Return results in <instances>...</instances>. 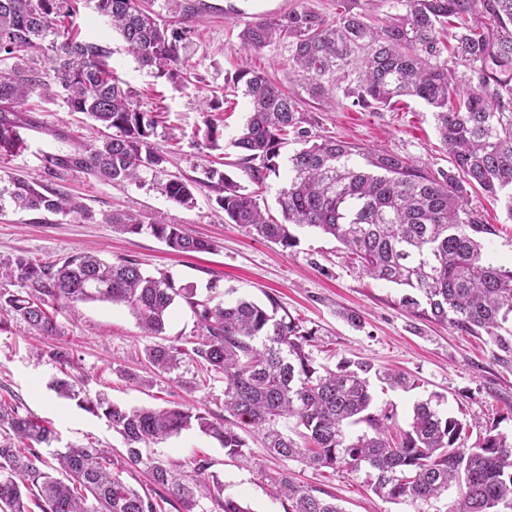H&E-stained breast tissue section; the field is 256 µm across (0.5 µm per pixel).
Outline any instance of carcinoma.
<instances>
[{
    "label": "carcinoma",
    "mask_w": 512,
    "mask_h": 512,
    "mask_svg": "<svg viewBox=\"0 0 512 512\" xmlns=\"http://www.w3.org/2000/svg\"><path fill=\"white\" fill-rule=\"evenodd\" d=\"M80 0H0V156L24 148L17 112L32 96L60 98L69 111L90 119V135L72 138L75 150L50 154L47 163L97 180L141 181L149 170L161 192L182 206L192 204L193 182L166 175L167 154L152 142L159 115L145 110L112 69L111 49L86 41L75 25L58 28L78 12ZM95 10L123 38L127 50L154 76L176 83L186 31L163 22L144 0H93ZM336 0V17L300 5L279 17H261L239 34L247 55L281 46L288 63L314 100L336 104L338 96L362 109L414 97L433 109L441 143L453 169L428 173L391 151H365L332 136L312 133L298 102L264 74L238 69L233 85L244 86L250 115L233 146L257 189L246 191L225 172L210 167L216 203L230 223L289 249V226L309 227L339 241L373 280L404 289L406 309L470 336H485L497 362L512 363V267L486 262L481 235L491 225L463 201L466 187L505 194L512 218V0H394L396 12L370 21ZM455 44L448 45V29ZM49 68L32 66L48 36ZM465 68L457 75L448 60ZM299 149L289 159L288 182L277 198L279 215L260 205L258 189L278 173L283 144ZM359 156L357 163L352 157ZM46 211L84 221L91 210L62 193H44L28 181L0 176V212ZM127 233L147 231L177 253H208L213 243L180 224H146L132 214L106 215ZM0 328L15 322L41 336L58 334L51 309L71 310L101 301L128 308L147 337L163 333L177 300L196 317L190 347L154 343L145 358L171 373L186 356L210 377L224 379V411L216 418L175 403L163 408L115 405L89 397L75 373L74 354L53 350L59 375L49 384L63 399L101 417L124 440L126 456L93 444L56 448L55 432L17 403L0 397V512H199L207 500L217 512H251L224 495V483L205 459L185 467L145 458L141 448L197 430L227 455L242 457L245 434H256L281 462L264 473L284 512H344L334 496L322 498L294 482L288 462L315 469L366 472L372 491L394 503L418 505L459 489L453 512H512V436L491 423L477 441L461 443L464 425L432 399L413 405L407 426L390 411L370 412L372 380L409 391L417 382L399 371H378L366 361L340 360L335 368L315 364L309 347L317 330L291 316L240 298H197L190 284H176L162 271L150 274L133 260L108 262L77 253L56 264L24 257L0 261ZM296 420L297 436L280 422ZM367 431L353 435L352 425ZM151 488L140 492L123 474L139 466Z\"/></svg>",
    "instance_id": "obj_1"
}]
</instances>
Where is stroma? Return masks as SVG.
<instances>
[{
    "label": "stroma",
    "mask_w": 512,
    "mask_h": 512,
    "mask_svg": "<svg viewBox=\"0 0 512 512\" xmlns=\"http://www.w3.org/2000/svg\"><path fill=\"white\" fill-rule=\"evenodd\" d=\"M152 10L167 23L187 30L183 54L188 83L176 86L155 78L130 56L121 37L93 5L81 6L74 22L83 39L109 45L117 76L136 90L144 108L162 105L166 124L183 133L181 140L157 134L154 142L168 154L170 175L197 180L192 204L170 201L157 189L151 171L141 181L104 183L74 171H50L46 155L72 152L73 137L83 135L79 117L62 100H34L22 113L27 148L0 157V175L17 174L48 189H62L95 213L84 222L50 213L6 210L0 213V258L23 256L49 263L78 252H94L111 262L137 261L148 273H169L177 283L191 284L199 297L209 286L234 290L236 296L280 309L306 326L319 330L311 352L316 363L335 366L343 358L369 361L378 370L394 369L418 380L413 390H375L373 411L394 408L399 424H406L415 401L437 394L442 407L461 420L464 444H473L495 415H502V431L512 433V366L497 364L484 340L419 317L399 303L401 287L372 280L349 259L343 245L313 229H294L295 247L282 248L224 221L215 199L218 191L206 181L212 162H223L225 173L242 186L248 175L238 167L232 141L244 124L249 103L231 77L242 66L266 74L290 94L298 96L312 132L333 136L367 151L396 152L429 172L449 170L450 158L440 143L432 112L421 100L401 98L394 107L363 110L342 102L331 107L304 93L301 80L288 64L283 48L271 46L249 56L238 51L239 32L261 15H283L305 5L334 17L336 0H149ZM218 123L217 148L195 138L206 122ZM468 208L476 211L494 232L485 236L487 260L512 266V219L504 200L469 188ZM133 213L144 223L181 224L193 234L212 240L215 251L179 254L147 233L131 234L103 223L104 215ZM361 315L362 326L346 324L341 314ZM60 335L46 340L23 329H0V393L11 392L22 413L52 422L58 447L89 442L124 452L121 437L74 403L59 398L49 384L58 373L50 352L71 347L88 394L105 392L113 403L126 407H165L177 402L224 414V382L210 379L198 363L183 359L177 370L157 373L144 356L150 340L144 337L128 309L109 302H89L77 311L58 306ZM147 455L164 460L207 459L211 472L224 483L225 495L247 502L252 512H284L281 501L268 491L263 472L277 469L259 439L249 441L246 457L232 458L213 439L185 431L148 447ZM295 481L335 495L344 512H452L459 493L450 487L439 498L413 508L376 495L365 473L317 470L299 462L288 465Z\"/></svg>",
    "instance_id": "obj_1"
}]
</instances>
